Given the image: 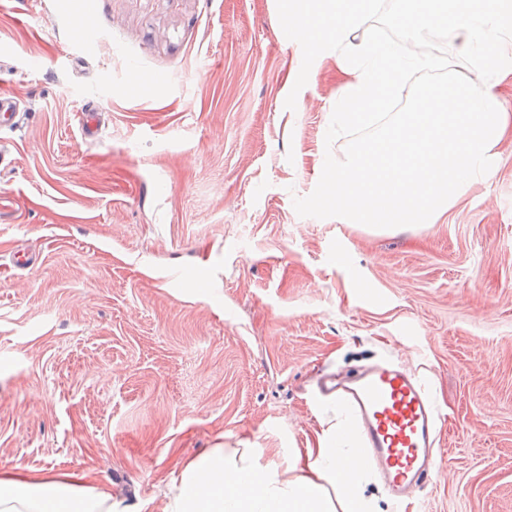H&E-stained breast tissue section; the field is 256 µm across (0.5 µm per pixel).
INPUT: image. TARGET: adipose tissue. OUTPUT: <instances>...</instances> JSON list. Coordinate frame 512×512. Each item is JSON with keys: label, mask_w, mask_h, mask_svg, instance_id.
Masks as SVG:
<instances>
[{"label": "adipose tissue", "mask_w": 512, "mask_h": 512, "mask_svg": "<svg viewBox=\"0 0 512 512\" xmlns=\"http://www.w3.org/2000/svg\"><path fill=\"white\" fill-rule=\"evenodd\" d=\"M369 465L346 434L315 432L287 469L261 463L257 449L208 450L185 462L165 512H375L362 491ZM0 512H128L89 474L0 471Z\"/></svg>", "instance_id": "1"}]
</instances>
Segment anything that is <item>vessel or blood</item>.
I'll use <instances>...</instances> for the list:
<instances>
[{"mask_svg":"<svg viewBox=\"0 0 512 512\" xmlns=\"http://www.w3.org/2000/svg\"><path fill=\"white\" fill-rule=\"evenodd\" d=\"M318 392L352 410L368 462L392 498L412 499L443 471L435 453L436 409L420 380L402 365L382 362L353 376L329 374Z\"/></svg>","mask_w":512,"mask_h":512,"instance_id":"b4317fda","label":"vessel or blood"}]
</instances>
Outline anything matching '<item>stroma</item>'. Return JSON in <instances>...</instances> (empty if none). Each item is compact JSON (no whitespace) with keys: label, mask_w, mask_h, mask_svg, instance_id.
<instances>
[{"label":"stroma","mask_w":512,"mask_h":512,"mask_svg":"<svg viewBox=\"0 0 512 512\" xmlns=\"http://www.w3.org/2000/svg\"><path fill=\"white\" fill-rule=\"evenodd\" d=\"M301 63L276 0H0V95L21 113L0 129V470L88 471L164 512L216 440L282 465L352 428L318 372L391 361L438 406L452 473L401 504L371 471L365 496L512 512V134L436 223L299 216L347 143H325L335 57L298 90Z\"/></svg>","instance_id":"1"}]
</instances>
